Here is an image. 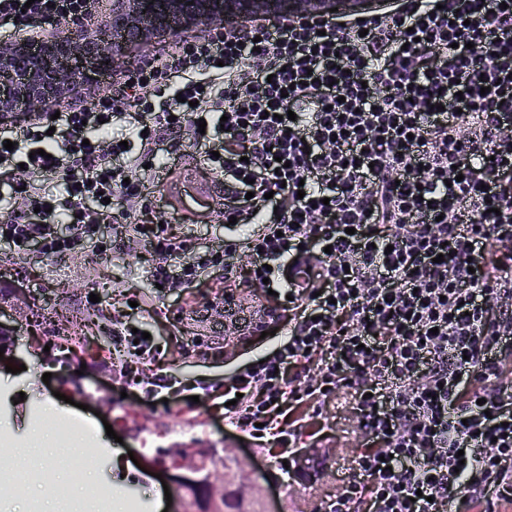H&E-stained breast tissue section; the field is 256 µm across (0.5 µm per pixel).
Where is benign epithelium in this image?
<instances>
[{
	"label": "benign epithelium",
	"instance_id": "obj_1",
	"mask_svg": "<svg viewBox=\"0 0 512 512\" xmlns=\"http://www.w3.org/2000/svg\"><path fill=\"white\" fill-rule=\"evenodd\" d=\"M381 0H112L100 24L71 23L33 43L26 38L0 44V117L24 109L39 112L68 98L90 78L84 63L112 69L125 49L160 37L220 25L229 18L330 17L374 11ZM172 495L171 512H213L224 494L212 495L213 481L196 479L186 462L164 467Z\"/></svg>",
	"mask_w": 512,
	"mask_h": 512
}]
</instances>
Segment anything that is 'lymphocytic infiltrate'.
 <instances>
[{
    "label": "lymphocytic infiltrate",
    "mask_w": 512,
    "mask_h": 512,
    "mask_svg": "<svg viewBox=\"0 0 512 512\" xmlns=\"http://www.w3.org/2000/svg\"><path fill=\"white\" fill-rule=\"evenodd\" d=\"M393 2L214 26L59 118L0 119V235L65 257L116 224L150 246L152 283L219 270L284 292L287 337L225 382V422L291 447L344 399L363 444L325 512L487 508L512 502V0ZM94 8L0 0V28L35 38ZM123 113L138 149L100 137ZM207 130L214 212L255 227L220 252L162 226L142 175Z\"/></svg>",
    "instance_id": "f902f5d3"
}]
</instances>
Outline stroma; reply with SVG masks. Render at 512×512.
<instances>
[{
  "instance_id": "35a3bbf8",
  "label": "stroma",
  "mask_w": 512,
  "mask_h": 512,
  "mask_svg": "<svg viewBox=\"0 0 512 512\" xmlns=\"http://www.w3.org/2000/svg\"><path fill=\"white\" fill-rule=\"evenodd\" d=\"M200 148L192 135H184L173 155L164 153L152 162L148 179L156 198L171 212L196 214L193 224L174 223L175 232L191 238L196 248L220 250L224 240L247 237L252 227L225 228L211 214L217 193L216 180L198 162ZM138 241L122 250L86 251L66 258L37 250L16 253L0 245V271H7L6 285L15 289L20 304L6 306L21 330L29 350L21 358L24 371L6 372L0 360V464L27 470L31 479L23 494L0 490V512H61L45 482L37 478L44 462H53L57 481L70 485L74 497H83L88 486L109 483L125 497L123 512H164L167 505L158 478L163 466L149 440L185 429L182 447L214 446L227 449L242 463L276 473L269 491L272 505L288 512H315L321 500L338 490L345 466L361 444L352 433L345 407L327 404L296 449L287 473L268 449L242 440L238 430L225 426L221 411L203 403L205 392L220 389L225 379L267 354L287 332L276 325L275 335L263 338L224 337V274L216 271L196 287L175 291L152 288L147 279L149 257ZM99 302H91V295ZM52 313L63 320H77L86 335L111 340L123 314L131 324L149 332L159 350L145 365L147 374H165L182 389L166 401L144 402L140 389L123 384L111 364L80 366L66 351L47 349V325L37 324L36 313ZM50 381H43V374ZM97 427L95 440L101 450L98 467L81 481H73L63 460L82 451L85 438L76 429L62 433L59 419Z\"/></svg>"
}]
</instances>
